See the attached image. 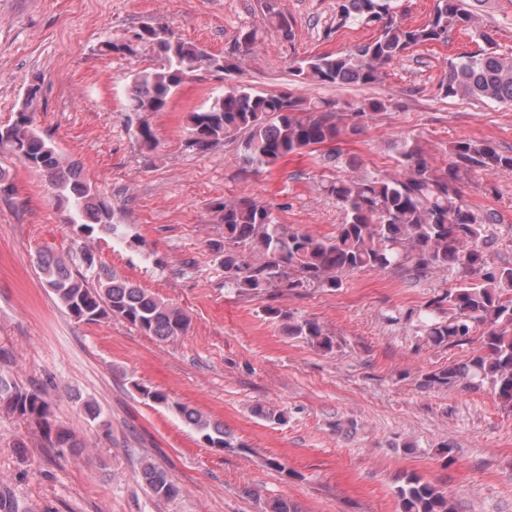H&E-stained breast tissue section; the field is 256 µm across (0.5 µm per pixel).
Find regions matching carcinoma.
Segmentation results:
<instances>
[{"instance_id":"carcinoma-1","label":"carcinoma","mask_w":512,"mask_h":512,"mask_svg":"<svg viewBox=\"0 0 512 512\" xmlns=\"http://www.w3.org/2000/svg\"><path fill=\"white\" fill-rule=\"evenodd\" d=\"M267 27L286 39L294 37L288 17L276 0H265ZM337 27L358 22L372 26L377 37L346 52L322 53L296 59L290 74L301 84L378 83L385 67L401 60L410 49L448 42L454 30L474 26L465 0H435L432 14L415 26L403 22L393 0H337ZM260 31L242 28L234 51L216 56L203 47L173 36L164 27L142 26L138 45L161 60L160 66L137 72L131 79L126 109L139 114L162 112L176 90L193 73L215 70L231 84L212 96L210 103L187 121L190 147L205 151L225 139L239 140V159L246 169L259 172L286 157L324 148V159L338 163L339 145L360 134L369 122L390 106L385 99L359 104L306 99L292 92L266 93L237 79L235 53L259 41ZM102 52L132 54L134 45L123 39L102 42ZM446 97L477 99L512 107V54L483 49L448 64L439 84ZM149 151L158 146L148 121L136 131ZM0 152H7L48 177L53 198L65 211V223L76 237L89 240L97 233L116 234L119 220L111 202L101 196L72 163L62 164L52 143L40 134L32 114L23 108L6 126H0ZM451 163L435 169L428 154L416 144H404L392 174L322 182L343 212L336 234L315 237L281 224L272 210L247 199H226L215 205L224 224V241L212 250L224 268L225 285L253 295L272 288L338 289L342 277L360 270L405 269L416 278L441 272L457 277L454 287L427 305L417 332L432 346H459L478 327L483 334L478 349L463 362L424 374L427 388L488 385L503 407L512 411V268H493L486 260V226L491 213L466 204L460 184L472 167L487 171L512 170V153L492 141L459 139L449 147ZM84 271L49 252L40 255V277L75 319L95 323L121 318L147 336L174 341L186 334L185 313L96 264L95 255L82 254ZM268 315L281 322L290 336L304 339L326 352L333 336L314 319L297 320L286 311ZM0 403L17 416L35 423L60 452L79 447L75 434L53 419L43 393L28 390L0 376ZM176 411L210 448H230L224 427L198 411L175 404ZM142 479L153 495L171 502L180 488L151 461H144ZM400 512H455L448 494L412 473L398 490Z\"/></svg>"}]
</instances>
